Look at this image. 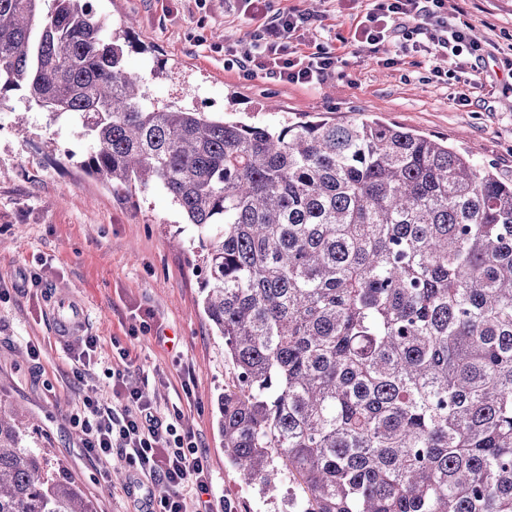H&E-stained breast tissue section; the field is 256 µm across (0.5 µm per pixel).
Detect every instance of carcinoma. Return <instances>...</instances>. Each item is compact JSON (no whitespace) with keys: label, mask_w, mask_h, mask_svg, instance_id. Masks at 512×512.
I'll return each mask as SVG.
<instances>
[{"label":"carcinoma","mask_w":512,"mask_h":512,"mask_svg":"<svg viewBox=\"0 0 512 512\" xmlns=\"http://www.w3.org/2000/svg\"><path fill=\"white\" fill-rule=\"evenodd\" d=\"M0 0V103L76 115L87 171L197 232L224 456L296 512H512V180L367 118L160 104L86 0ZM0 405V512H93Z\"/></svg>","instance_id":"obj_1"}]
</instances>
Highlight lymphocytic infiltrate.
Returning a JSON list of instances; mask_svg holds the SVG:
<instances>
[{
	"mask_svg": "<svg viewBox=\"0 0 512 512\" xmlns=\"http://www.w3.org/2000/svg\"><path fill=\"white\" fill-rule=\"evenodd\" d=\"M253 12L270 14L271 19L249 48L234 51L242 69L251 66L268 71L292 84L313 87L321 84L336 64L334 55L316 51L299 54L290 36L304 22L303 15L272 12L271 0H244ZM445 0H379L366 24L355 31L357 43L378 45L395 33L429 34L434 46L458 56L479 55L481 47L470 40L467 25L449 24L441 10ZM84 435L89 455L109 457L113 449L130 452L142 470L157 478L159 488L150 493L149 512H188L180 489L193 485L197 494L210 491L204 451L194 436L163 422L145 388L123 393L118 404L106 407L98 399L83 398L72 417Z\"/></svg>",
	"mask_w": 512,
	"mask_h": 512,
	"instance_id": "obj_1",
	"label": "lymphocytic infiltrate"
}]
</instances>
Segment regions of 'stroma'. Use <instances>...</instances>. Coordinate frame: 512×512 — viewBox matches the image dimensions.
<instances>
[{"instance_id":"1","label":"stroma","mask_w":512,"mask_h":512,"mask_svg":"<svg viewBox=\"0 0 512 512\" xmlns=\"http://www.w3.org/2000/svg\"><path fill=\"white\" fill-rule=\"evenodd\" d=\"M90 3L112 28L134 19L125 64L155 101L258 124L370 115L447 140L512 179V0H446L449 22H467L486 51L480 62L444 55L422 35L389 39L376 53L346 47L373 0H272L273 10L310 17L293 36L299 53L321 48L338 58L314 88L225 64V47L249 46L266 22L241 0ZM88 148L79 126L51 119L25 91L0 105V404L22 411L26 446L62 465L95 512H140L153 477L129 462L113 480L120 451L89 457L71 422L85 396L113 403L112 371L126 348L135 368L128 385L147 386L164 422L193 433L207 456L211 492L202 501L183 488L189 512H218L225 500L235 512H288L283 497L240 482L224 455L217 397L233 368L203 312L192 226L161 191L127 195L87 173ZM176 237L183 249L173 248ZM31 273L40 285L22 286ZM62 288L82 305L84 334L99 340L82 367L73 359L80 338L56 334Z\"/></svg>"}]
</instances>
